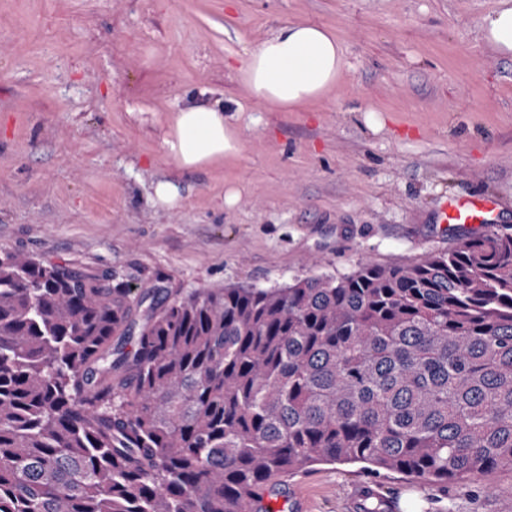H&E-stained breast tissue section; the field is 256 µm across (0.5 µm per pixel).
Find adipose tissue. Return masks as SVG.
Masks as SVG:
<instances>
[{"instance_id": "obj_1", "label": "adipose tissue", "mask_w": 512, "mask_h": 512, "mask_svg": "<svg viewBox=\"0 0 512 512\" xmlns=\"http://www.w3.org/2000/svg\"><path fill=\"white\" fill-rule=\"evenodd\" d=\"M478 35L496 56L512 58V0H498L478 23ZM347 69L341 40L328 27L309 21L281 23L247 49L235 72L247 102L258 112H295L328 99ZM227 105L200 97L171 112L162 135L165 157L177 171L200 170L236 158L239 128Z\"/></svg>"}]
</instances>
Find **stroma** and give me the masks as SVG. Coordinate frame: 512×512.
I'll use <instances>...</instances> for the list:
<instances>
[{
    "mask_svg": "<svg viewBox=\"0 0 512 512\" xmlns=\"http://www.w3.org/2000/svg\"><path fill=\"white\" fill-rule=\"evenodd\" d=\"M496 0H0V249L112 271L139 292L268 288L456 247L437 215L487 195L512 229V59L478 20ZM336 30L343 98L238 115L239 158L178 173L162 150L177 103L242 99L227 67L279 23ZM174 176L181 206L152 202ZM240 198L226 206L224 192ZM512 512V472L440 487L357 464L285 476L304 512Z\"/></svg>",
    "mask_w": 512,
    "mask_h": 512,
    "instance_id": "35a3bbf8",
    "label": "stroma"
}]
</instances>
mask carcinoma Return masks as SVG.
<instances>
[{
    "instance_id": "carcinoma-1",
    "label": "carcinoma",
    "mask_w": 512,
    "mask_h": 512,
    "mask_svg": "<svg viewBox=\"0 0 512 512\" xmlns=\"http://www.w3.org/2000/svg\"><path fill=\"white\" fill-rule=\"evenodd\" d=\"M336 462L512 471V233L162 304L0 250V512H246Z\"/></svg>"
}]
</instances>
